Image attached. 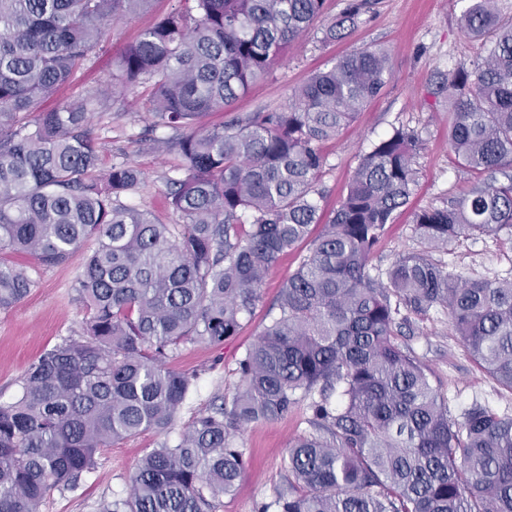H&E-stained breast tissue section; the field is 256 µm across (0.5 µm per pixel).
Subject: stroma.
<instances>
[{
	"label": "stroma",
	"mask_w": 512,
	"mask_h": 512,
	"mask_svg": "<svg viewBox=\"0 0 512 512\" xmlns=\"http://www.w3.org/2000/svg\"><path fill=\"white\" fill-rule=\"evenodd\" d=\"M179 2L150 0L145 8L108 22L100 44L59 93L45 101V109L81 99L93 89L111 88L117 57ZM345 3L325 0L311 29L288 47L266 76L252 84L231 107L207 113L201 123L214 127L236 116L280 109L287 105L296 86L314 71L329 67L336 57L363 46L385 47L392 61V81L349 127L323 144L325 165L318 177L323 193L321 209L328 217L338 206L360 154L393 128L403 125L418 130L423 146L416 158L417 186L370 257L372 266L385 268L398 254L421 249L412 224L415 210L459 197L477 181L476 175L459 168L448 146V105L445 99L432 96L431 79L435 72L476 60L482 45L460 31L463 0H375L373 9L362 15L345 39L321 43L323 29ZM152 100L151 86L137 85L126 97L112 98L111 111L94 113L90 128L93 136L108 144L101 157L102 166H111L120 154L143 173L141 184L125 197V204L150 212L162 223L178 224L182 218L169 203L167 179L185 177L187 171L178 153L159 151L145 140L149 132L160 139L171 135L170 129L154 127ZM95 247V241H86L67 262L54 266L43 265L31 256L19 259L5 254V261L27 268L34 286L23 300L0 310V401L16 396L18 379L45 348L80 332L85 310L76 299L73 285ZM432 257L454 275L512 277V240L503 237L460 238L433 252ZM299 258L296 251L285 254L269 271L261 287V302L239 334L227 340L223 348L190 347L175 360L176 369L197 374L198 379L168 436L169 442L178 440L194 415L214 396L234 390L239 381L237 362L269 322L270 310ZM404 315L408 322L395 341L428 367L433 386L447 401L449 419L463 422L466 410L476 402L512 416V392L474 362L453 334L446 313L408 309ZM310 416L302 402L286 416L251 424L239 434L237 443L246 451L247 471L235 494L221 498L215 512H256L260 504L272 500L276 488L288 478V448L297 435L308 430ZM157 442V436L143 434L105 449L96 469L83 477L76 490L54 492L41 512H98L102 500L127 495L135 463Z\"/></svg>",
	"instance_id": "1"
}]
</instances>
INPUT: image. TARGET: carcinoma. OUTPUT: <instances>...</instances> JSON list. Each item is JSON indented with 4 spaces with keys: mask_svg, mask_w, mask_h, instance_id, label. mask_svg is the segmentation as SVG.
<instances>
[{
    "mask_svg": "<svg viewBox=\"0 0 512 512\" xmlns=\"http://www.w3.org/2000/svg\"><path fill=\"white\" fill-rule=\"evenodd\" d=\"M149 2L0 0V251L57 265L97 241L74 285L81 334L43 350L18 394L0 402V512H40L54 492L77 488L104 449L167 434L195 379L171 362L237 336L265 276L304 243L278 312L238 360L234 392L176 443L147 451L128 496L99 512H215L246 470L240 431L305 399L312 430L288 449L276 512H512V417L476 404L452 422L426 366L394 341L401 306L442 307L473 360L512 392V278L454 276L428 254L460 237L512 238V19L493 0H471L460 30L484 56L436 76L449 148L485 179L416 212L426 250L382 270L369 259L414 192L418 131L398 127L373 144L325 223L316 181L322 143L392 80L386 50L336 58L279 111L199 125L269 72L323 0H191L117 60L112 81L152 84L155 125L178 132L156 146L185 161L186 177L168 178L181 224L121 202L142 181L130 162L101 168L105 144L87 125L108 109L103 91L41 110L102 27ZM373 5L348 0L323 41L345 38ZM32 287L23 267L0 262V309Z\"/></svg>",
    "mask_w": 512,
    "mask_h": 512,
    "instance_id": "1",
    "label": "carcinoma"
}]
</instances>
